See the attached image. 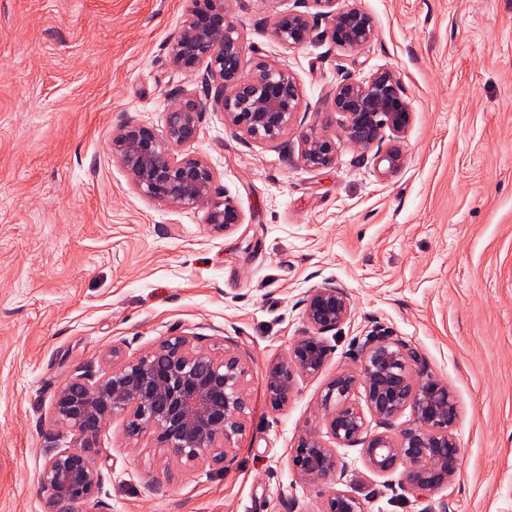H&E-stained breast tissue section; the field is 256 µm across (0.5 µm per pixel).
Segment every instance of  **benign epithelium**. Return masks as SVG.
Instances as JSON below:
<instances>
[{"label":"benign epithelium","mask_w":512,"mask_h":512,"mask_svg":"<svg viewBox=\"0 0 512 512\" xmlns=\"http://www.w3.org/2000/svg\"><path fill=\"white\" fill-rule=\"evenodd\" d=\"M184 2L183 25L166 44L167 62L188 75L202 74L204 99L173 90L164 127L122 121L113 129L111 152L140 195L179 209L203 207L209 230L226 234L243 217L216 189L208 160L194 150L205 112L222 113L225 125L252 140L275 143L288 135L302 111L303 94L285 66L262 59L247 64L226 0ZM298 4L301 9L278 17L272 26L273 37L285 46L309 41L319 17L328 22L332 41L349 52L375 36L371 18L358 9L338 11L336 0ZM333 106L346 117L348 140L364 153L380 142L384 129L401 133L411 121L401 81L390 69L362 79L346 76L336 86ZM301 159L311 169L326 168L335 161L334 145L323 134L307 135ZM351 312L350 294L336 283L310 291L303 310L307 332L292 341L287 358L266 372V399L273 408L288 405L298 376L323 370L330 348L322 334L348 320ZM247 375L239 351L205 350L186 334L168 336L131 356L123 343H116L112 369L102 374L89 366L75 369L52 400V425L69 433L70 442L44 451L40 482L51 512H70L71 506L98 496L105 480L98 464L100 435L116 418L124 419L131 437L153 434L177 465L225 468L235 457L251 409ZM359 384L370 414L384 428L381 433H368L366 415L352 399ZM408 406L413 421L394 430ZM321 408L337 442L361 446L374 475L402 469L403 483L419 500L448 487L460 470L462 449L453 434L458 409L448 386L424 377L418 353L382 328L364 344L358 372L344 370L328 382ZM288 455L295 474L308 484L344 475L336 450L313 432L302 435ZM320 512H365L364 500L332 491Z\"/></svg>","instance_id":"benign-epithelium-1"}]
</instances>
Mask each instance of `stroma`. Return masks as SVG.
I'll use <instances>...</instances> for the list:
<instances>
[{"label": "stroma", "mask_w": 512, "mask_h": 512, "mask_svg": "<svg viewBox=\"0 0 512 512\" xmlns=\"http://www.w3.org/2000/svg\"><path fill=\"white\" fill-rule=\"evenodd\" d=\"M229 6L246 60L286 66L304 102L275 144L206 113L195 149L243 216L222 235L205 210L139 195L110 150L121 121L163 127L172 89L202 91L166 61L183 0H0V512H45L55 388L78 366L109 369L113 343L133 355L174 334L246 354L252 408L234 461L172 464L117 420L100 437V498L74 512H319L336 489L366 512H512V0H336L373 20L355 52L324 20L302 46L273 39L297 0ZM387 68L412 111L403 133L382 134L380 150L402 153L392 172L360 158L332 104L345 76ZM313 131L335 146L322 170L300 160ZM328 281L352 314L324 334L322 372L272 409L266 368L306 332L303 301ZM378 327L457 402L462 465L424 503L400 473L373 475L359 447L335 445L319 408ZM309 431L335 445L341 481L295 475L288 450Z\"/></svg>", "instance_id": "1"}]
</instances>
